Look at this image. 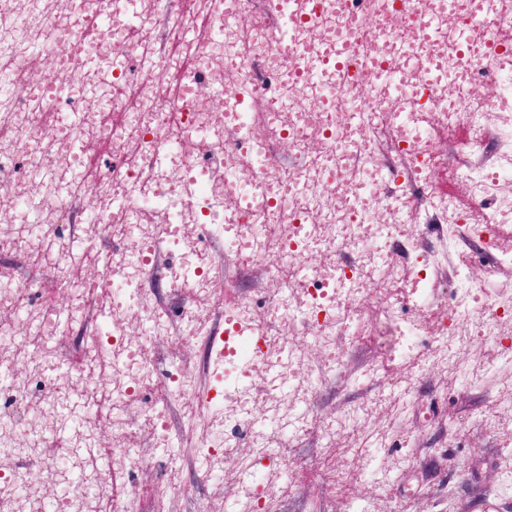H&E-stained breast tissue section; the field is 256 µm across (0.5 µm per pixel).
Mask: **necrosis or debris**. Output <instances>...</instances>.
<instances>
[{
	"mask_svg": "<svg viewBox=\"0 0 512 512\" xmlns=\"http://www.w3.org/2000/svg\"><path fill=\"white\" fill-rule=\"evenodd\" d=\"M275 2L0 0V212L39 215L0 236V309L24 315L0 320V458L12 462L0 470V512H137L136 439L164 447L175 408L186 433L208 423L194 441L198 481L223 489L225 454L250 439L236 512H276L288 448L380 403L434 423L437 401L405 388L312 413L319 388L382 325L388 363L439 366L469 390L491 370L512 385V288L499 283L512 269V198L499 191L512 180L500 164L512 157V114L501 109L512 81L495 77L493 58L457 54L453 36L474 14L441 12L428 42L417 18L433 0H320L285 50L260 14ZM208 18L221 19V38L205 32ZM340 36L353 73L327 86L316 66ZM46 56L55 77L41 69ZM377 64L400 71L407 95L430 68L448 75L420 154L394 123ZM243 89L257 99L242 138L214 98ZM91 94L98 104L84 109ZM449 176L466 183V203L425 194ZM417 216L442 251L468 249L467 262L440 267L414 237ZM218 251L257 275L258 290L225 300ZM88 266L100 275L81 278ZM48 288L68 294L69 314L43 300ZM239 324L255 335L236 337ZM301 336L317 360L297 348ZM167 337L204 341L202 367L223 362V384L200 390L175 362L159 370L152 349ZM49 408L67 433L60 452L43 427ZM275 433L287 448L272 446Z\"/></svg>",
	"mask_w": 512,
	"mask_h": 512,
	"instance_id": "1",
	"label": "necrosis or debris"
}]
</instances>
